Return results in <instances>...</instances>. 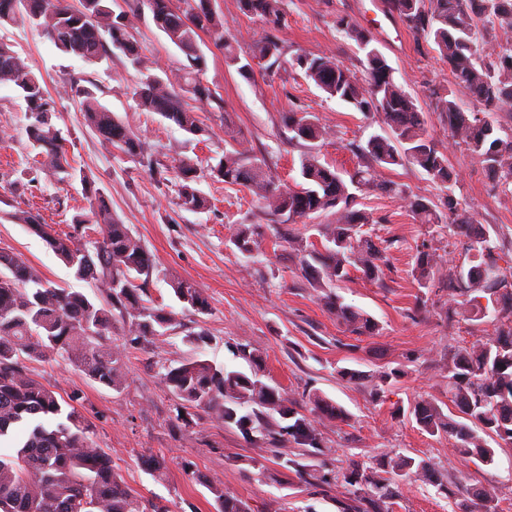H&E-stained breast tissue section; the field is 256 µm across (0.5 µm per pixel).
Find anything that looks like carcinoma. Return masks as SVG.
<instances>
[{"mask_svg":"<svg viewBox=\"0 0 512 512\" xmlns=\"http://www.w3.org/2000/svg\"><path fill=\"white\" fill-rule=\"evenodd\" d=\"M143 0L153 25L186 56L188 65L174 80L167 72H150L140 47L130 34L132 21L114 14L112 0H0V28L26 20L42 31L62 53L87 64H96L120 50L143 75L135 92L137 106L157 112L182 130L203 132L192 100L202 106L216 102L215 90L197 79L206 57L197 39L204 33L224 49V63L248 78L249 60L242 59L224 36V18L212 0ZM413 31L432 41V49L448 64L456 85L469 91L486 109L480 114L463 112L456 94L448 92L437 110L448 119L454 139L465 146L504 188L512 185V137L495 135L490 112L512 104V45L480 42V29L512 33V0H385ZM239 11L259 18L273 34L258 41L252 57L277 66L285 54L274 31L285 25L283 0H238ZM336 27L365 51L369 80L360 84L353 72L334 55L295 54L288 61L328 97L368 117L383 115L390 133L374 134L355 147L360 165L351 172L321 162L311 150L302 154L299 180L283 186L265 161L255 157L240 131L228 133L224 150L210 171L227 186H242L263 201L268 215L278 224L324 218L316 230L323 250L296 242L302 254V270L312 287L323 292L326 309L358 336L372 334L378 324L367 313L343 302L331 292L357 269L366 279L382 280L386 264L384 241L362 233L372 223L370 213L356 208L361 196L390 193L393 186L379 179V170L392 166L419 167L443 188L437 200L404 196L409 212L422 224H442L448 239L465 237L472 252L468 269H459L443 287L465 297L476 313L480 299L491 303L500 315L495 334L479 340L471 349L453 354L448 366V390L461 414L457 421L435 404L421 400L413 406L417 425L431 435H452L462 457L477 455L488 463L495 449L482 446L483 436H495L499 447H512V272L497 265V245L488 232H474L473 219L450 189L448 158L427 133L417 100L394 78L386 57L372 45L369 31L340 17ZM15 89L26 104L29 150L44 158L43 167L58 180L79 183L94 197L91 215H77L76 225L95 224L98 237L80 233L60 234L27 210L8 213V219L38 236L71 271L74 278L89 281L96 297L59 288L43 279L13 252L0 249V441L12 452L0 454V512H169L148 499L133 496L112 468V457L90 437V425L77 412V395L63 397L30 377L25 361L57 358L82 368L94 381L121 390L127 367L123 352L137 349L164 335L175 323L174 314L143 303L139 290L149 281L154 261L142 241L112 216V209L97 194L93 180L72 165L63 146L61 130L53 122L54 103L46 95L35 65L0 39V85ZM71 92L81 99L90 129L100 141L131 157H143L145 144L128 126L114 118L96 93L79 85ZM282 122L291 139L310 144L323 142L332 129L310 112L290 110ZM196 167L189 158L179 160L174 186L179 205L196 212L204 198L196 187ZM260 226L240 229L231 243L242 253L259 250ZM414 277L423 288L431 287L435 273L431 254L417 250ZM177 300L187 310H208L204 293L188 280L171 283ZM121 324L122 343L112 344V329ZM164 384L177 400L176 419L192 423L193 408L212 412L226 427L250 438L259 433L271 443L284 438L305 449L304 456L324 453L316 426L323 419L344 416L342 408L322 395L310 399V415L287 406L288 399L257 375L206 359L193 358L169 369ZM279 465L307 474L300 457L283 453ZM391 471L360 467L343 475V482L362 495L370 512H393L401 496V482L422 478L438 486L427 461L402 456L389 461ZM217 512H250L249 505L224 493L218 481L207 482ZM473 505L465 512H499L490 492L475 488Z\"/></svg>","mask_w":512,"mask_h":512,"instance_id":"carcinoma-1","label":"carcinoma"}]
</instances>
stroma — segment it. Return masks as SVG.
I'll list each match as a JSON object with an SVG mask.
<instances>
[{
	"mask_svg": "<svg viewBox=\"0 0 512 512\" xmlns=\"http://www.w3.org/2000/svg\"><path fill=\"white\" fill-rule=\"evenodd\" d=\"M224 17V34L240 55L268 33L259 20L243 15L237 0H213ZM287 22L278 36L286 55H334L360 82L368 74L363 52L337 30L345 17L373 33V44L387 58L398 83L420 106L425 126L438 149L447 155L455 173L453 191L475 224L494 228L500 247L497 264L512 266V192L504 190L483 165L455 142L448 120L438 112L439 96L455 91L468 112L483 106L455 85L448 67L431 51L423 36L410 30L397 13L386 11L382 0H285ZM132 33L151 65L179 72L185 56L152 24L133 19ZM0 38L36 62L45 87L55 102L54 123L61 129L74 166L89 174L113 214L139 237L155 262L143 300L172 311L177 323L165 336L143 349L127 353V381L115 391L85 372L53 360H32L29 373L60 394L78 393L77 408L91 425L94 441L112 455V466L134 495L162 502L171 512H216L205 482L222 483L226 494L245 501L252 512H267L278 502L279 512H359L361 505L342 475L354 464L378 466L381 459L411 456L425 459L439 484L409 483L394 512H463L468 488L492 493L499 512H512V449H498L493 463L479 458L460 460L449 435H431L405 415V408L426 399L446 415L457 409L448 392V363L454 352L493 335V318L468 320L463 298L445 288L422 293L411 271L416 246L427 243L436 255L440 279L467 265L465 240L449 244L439 227L416 223L403 199L374 192L365 207L375 219L370 231L391 243L390 264L381 281L351 272L339 288L346 304L370 314L380 325L373 336L350 334L328 312L300 271V257L288 240L299 237L322 246L311 223L277 224L264 204L240 187L211 178L207 164L224 153V131L244 133L254 155L266 159L275 178L291 184L307 146L292 141L282 123L283 112L296 109L316 114L335 135L319 145L322 160L347 170L358 163L356 145L369 136L386 134L379 115L364 116L328 98L299 75L284 69L266 70L254 62V74L243 78L224 63V54L209 37L199 45L207 60L200 78L221 98L217 107H202L199 115L210 130L197 137L154 112L137 109L135 91L141 79L120 51L96 65L59 52L40 30L28 23L0 30ZM92 88L100 102L150 146L155 162L174 167L176 159L198 160V187L210 201L198 213L184 210L174 187L163 185L145 163L118 150L103 147L86 123L79 98L64 93L69 83ZM25 106L15 91L0 85V248L18 254L44 278L62 287L94 295L90 282L76 280L36 236L8 220L16 209L38 212L56 232L68 231L74 215L87 212L80 185L57 182L42 172L27 148ZM242 224L260 225L259 251L244 254L230 242ZM187 279L202 288L209 302L206 313L185 311L169 281ZM209 336L196 349L187 336ZM259 350L263 382L279 388L296 411L308 413V396L320 393L342 406L345 419L323 421L319 429L329 452L308 458L311 477L299 479L283 469L274 452L261 466L250 458L257 444L238 430L224 427L209 411L197 410L190 425L176 421L174 398L162 382L167 368L202 356L217 365L248 371L240 348ZM348 367L365 372V380L349 383L338 372ZM400 370L401 375L374 391L371 374ZM164 457V478L151 475L143 459Z\"/></svg>",
	"mask_w": 512,
	"mask_h": 512,
	"instance_id": "stroma-1",
	"label": "stroma"
}]
</instances>
